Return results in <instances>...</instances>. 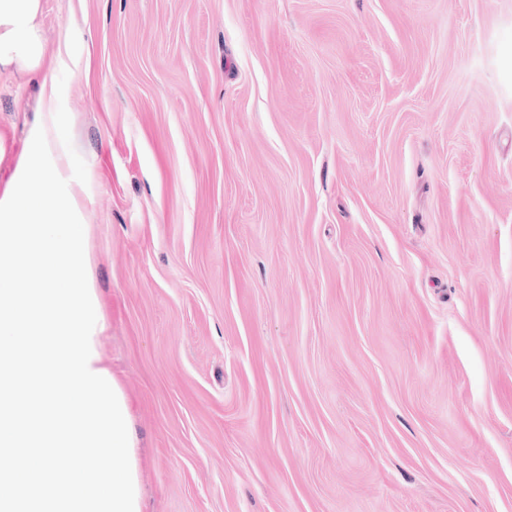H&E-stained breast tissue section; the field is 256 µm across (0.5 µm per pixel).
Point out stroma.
<instances>
[{"mask_svg": "<svg viewBox=\"0 0 512 512\" xmlns=\"http://www.w3.org/2000/svg\"><path fill=\"white\" fill-rule=\"evenodd\" d=\"M43 4L141 512H512V0Z\"/></svg>", "mask_w": 512, "mask_h": 512, "instance_id": "obj_1", "label": "stroma"}]
</instances>
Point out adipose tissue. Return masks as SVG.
Returning a JSON list of instances; mask_svg holds the SVG:
<instances>
[{
  "mask_svg": "<svg viewBox=\"0 0 512 512\" xmlns=\"http://www.w3.org/2000/svg\"><path fill=\"white\" fill-rule=\"evenodd\" d=\"M42 0H0V76L39 84L41 107L0 183V512H140L132 413L101 350L110 331L87 259L83 199L65 172L69 123L48 75Z\"/></svg>",
  "mask_w": 512,
  "mask_h": 512,
  "instance_id": "ef3b65f1",
  "label": "adipose tissue"
}]
</instances>
